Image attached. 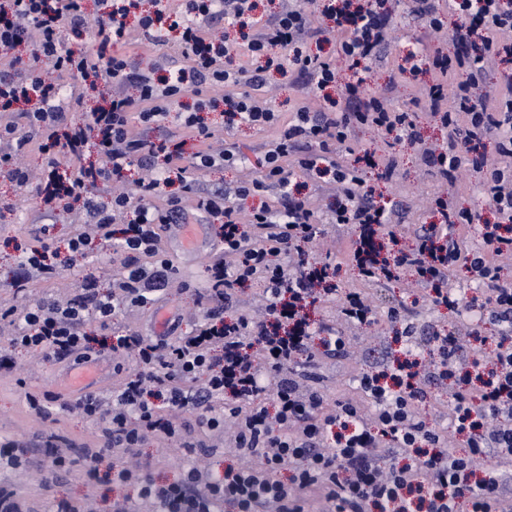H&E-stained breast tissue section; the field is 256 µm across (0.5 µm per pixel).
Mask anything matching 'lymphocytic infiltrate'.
I'll use <instances>...</instances> for the list:
<instances>
[{
  "mask_svg": "<svg viewBox=\"0 0 512 512\" xmlns=\"http://www.w3.org/2000/svg\"><path fill=\"white\" fill-rule=\"evenodd\" d=\"M425 33L450 30L461 51L409 52L400 75L434 72L420 88V100L448 130V141L424 150L425 165L446 183L462 170L480 176L497 220L488 223L447 197L433 201L434 223L421 225L411 247L400 246L393 230L399 212L378 202L362 166H380L383 179L399 167L396 156L376 159L358 152L357 130L371 128L396 141H418L414 113L395 107L386 93L367 94L372 63L388 40L395 0H280L277 11L257 16L256 0H184L181 8L141 10V0H99L94 53L65 48L62 30L84 32L86 0H0V177L19 189L34 188L35 220L46 223L70 201L81 204L87 232L71 238V258L88 254L92 241L115 245L118 272L102 294L86 278L78 294L64 300L31 302L30 284L56 277L53 240L19 259L10 286L16 304L0 308L11 330L0 349V374L12 373L13 349L48 359L91 362L85 331L94 319L111 328L119 314L157 303L174 283L163 247L168 225L184 223L188 211L219 223L222 232L210 254V272L199 291L202 324L171 340L115 332L109 354L134 353L135 370L120 375L112 391L79 398L93 417L99 444L81 451L84 472L95 476L103 453L139 447L145 434L182 442L174 410L195 413L203 431L235 428V448L245 465L227 464L220 477L197 468L181 479L157 484L123 462L112 466L113 484L138 485L156 512H512V484L500 463L512 459V282L503 260L512 258V74L486 92L484 63L512 59V7L505 0H406ZM456 16L448 26V16ZM224 21L234 36L208 29ZM176 33L185 66L159 74L121 53L133 40L156 44L164 31ZM335 42V59L311 55L309 42ZM34 44L31 63L16 67V50ZM285 72L304 101L283 117L259 88L268 71ZM80 85L105 84L108 93L86 120L73 122L55 76ZM194 96V109L179 113L176 129L151 138L145 128L165 123L173 104ZM222 108L224 125L272 131L253 161L258 177L230 187L209 186L195 175L217 167L247 164L233 144L213 145L208 111ZM21 113L24 124L9 119ZM499 160L487 164L486 141ZM37 147L43 177L31 184L22 156ZM161 166L157 177L115 190L132 167ZM329 179L336 195L328 208L334 224L360 230L346 257L365 281H395L414 273L432 308L479 312L501 331L490 362L462 363L454 337H438V354L428 366L398 363L395 373L365 370L356 395L329 399L316 374L320 357L341 356L344 336L315 325L307 310L338 297V311L350 322L370 323L374 311L359 291H338L340 265L311 260L306 250L318 233L307 197L295 175ZM110 191V202L100 200ZM165 205H157L158 197ZM122 223L120 236L112 226ZM474 231L478 247L465 243ZM460 267L483 288L482 298L448 287V271ZM246 284L263 289L265 317L225 318ZM435 381H450L458 393L454 429L466 447L449 448L441 432L418 410Z\"/></svg>",
  "mask_w": 512,
  "mask_h": 512,
  "instance_id": "1",
  "label": "lymphocytic infiltrate"
}]
</instances>
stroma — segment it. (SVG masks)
Returning <instances> with one entry per match:
<instances>
[{
    "label": "stroma",
    "mask_w": 512,
    "mask_h": 512,
    "mask_svg": "<svg viewBox=\"0 0 512 512\" xmlns=\"http://www.w3.org/2000/svg\"><path fill=\"white\" fill-rule=\"evenodd\" d=\"M420 30L408 14L405 6H397L389 27V42L381 58L373 65L367 78V92L382 90L391 69L395 68L407 51L415 49ZM391 97L395 106L414 112L422 131L420 141H400L392 146L399 160V171L394 180L379 178L377 169L364 168L362 175L372 186L378 199L386 205L397 206L404 221L397 227L403 243H410V232L414 225L428 224L433 220L430 201L439 193H449L462 207L488 215L489 206L479 176L466 169L459 175L453 187H446L436 173L421 161L423 146L445 143L448 132L436 124L427 114L423 105L415 101L413 81L400 82ZM36 199L33 191H22L13 184L0 179V305L13 304L14 298L9 287L17 267V259L29 248L39 234L38 225L32 224L30 210ZM79 230L76 214H61L50 229L58 247L60 258L66 259L58 276L52 280L37 281L32 285L31 298L39 301L48 297L63 299L75 294L86 277H95L100 291H107L112 274L116 270L112 262L111 247L95 248L86 258L68 261L67 243ZM320 242L309 249L312 258L321 260L333 256L340 262L337 278L339 287L358 288L373 302L376 312L374 323L366 326L340 325L339 330L348 342L345 358L323 360L321 373L329 398L347 395L355 390L358 374L376 363L392 360L397 351L404 347L395 333L394 326L387 320L389 308L398 303L410 305L416 335L413 342L417 354L426 356L435 350V343L429 342L428 335L439 331L444 335L463 336L468 330H478L484 336L497 335V327L482 322L478 314L457 315L448 310H436L421 304L420 293L414 284L412 273H404L392 282L365 283L356 271L345 263V247L353 237L355 228L350 224H327ZM207 257H200L192 266L179 267L180 279L191 282L190 290L171 291L161 306H147L120 314L117 322L126 329L145 336L157 332L155 320L160 308H167L170 320L177 325V334H187L195 329L204 316L197 302L195 290L203 286L208 278ZM15 369L10 375H0V441L13 442L15 447L28 450L32 445H45L50 435L60 437V447L69 449L75 467L67 473L50 474L39 458H30L18 469H0V480L7 479L21 492L25 504L23 512H42L46 502L54 499L89 500L91 512H112V502L127 496L137 498L136 487L115 488L107 482L105 475L113 463L112 454H105L98 462V475L88 479L83 474L78 459L82 447L94 446L96 428L94 421L75 408L79 397L71 378L60 375L57 361L45 359L42 355L18 350L14 353ZM49 390L72 401L67 411L42 419L30 409L26 396ZM206 450L193 453L179 448L176 444L162 445L149 439L140 444L128 457L133 465H149L152 478L162 484L179 480L183 470L190 466H204L214 475L224 472V463L232 459L234 450L228 434L206 436Z\"/></svg>",
    "instance_id": "35a3bbf8"
}]
</instances>
